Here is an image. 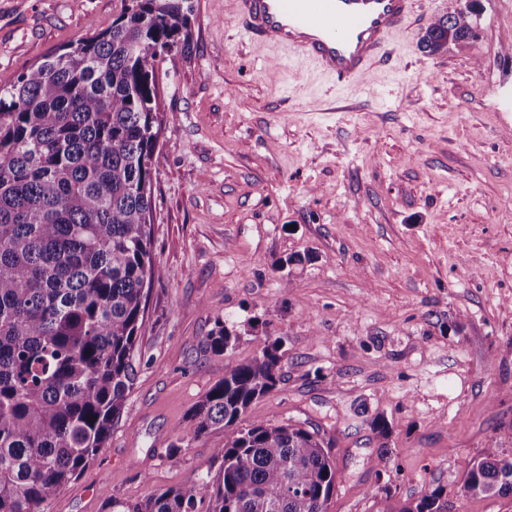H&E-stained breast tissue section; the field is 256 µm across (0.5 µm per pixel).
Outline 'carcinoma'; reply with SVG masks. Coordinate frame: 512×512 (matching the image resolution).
<instances>
[{
    "label": "carcinoma",
    "instance_id": "cac0c4a2",
    "mask_svg": "<svg viewBox=\"0 0 512 512\" xmlns=\"http://www.w3.org/2000/svg\"><path fill=\"white\" fill-rule=\"evenodd\" d=\"M479 8L435 20L421 47L473 38ZM185 37L183 0H131L110 27L0 80V512H43L126 406L144 289L163 275L152 253L156 64ZM238 339L223 321L208 337L216 353ZM285 354L283 337H266L191 409L193 437L224 430L215 475L139 502L107 495L103 512H327L337 471L319 431L247 419L282 382ZM368 424L387 447L389 421ZM463 491L512 494V456L477 460ZM442 497L437 487L378 512H448Z\"/></svg>",
    "mask_w": 512,
    "mask_h": 512
}]
</instances>
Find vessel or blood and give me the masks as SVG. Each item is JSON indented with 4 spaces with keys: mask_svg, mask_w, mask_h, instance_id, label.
<instances>
[{
    "mask_svg": "<svg viewBox=\"0 0 512 512\" xmlns=\"http://www.w3.org/2000/svg\"><path fill=\"white\" fill-rule=\"evenodd\" d=\"M241 35L312 62L340 88L390 65L394 35L424 20L421 0H233Z\"/></svg>",
    "mask_w": 512,
    "mask_h": 512,
    "instance_id": "vessel-or-blood-1",
    "label": "vessel or blood"
}]
</instances>
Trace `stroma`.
Segmentation results:
<instances>
[{
  "mask_svg": "<svg viewBox=\"0 0 512 512\" xmlns=\"http://www.w3.org/2000/svg\"><path fill=\"white\" fill-rule=\"evenodd\" d=\"M130 0H0V76L101 31ZM477 37L425 52L418 26L361 87L359 112L312 65L242 38L232 0H185L190 45L156 70L170 120L153 171L152 251L134 382L105 448L44 512H102L216 472L223 430L189 410L285 339L278 389L248 419L332 441L328 512H377L443 487L448 512H512L461 491L512 453V0H481ZM295 264L279 268L281 260ZM240 338L217 354V320ZM392 426L387 450L367 421ZM186 439L177 456L169 448Z\"/></svg>",
  "mask_w": 512,
  "mask_h": 512,
  "instance_id": "stroma-1",
  "label": "stroma"
}]
</instances>
